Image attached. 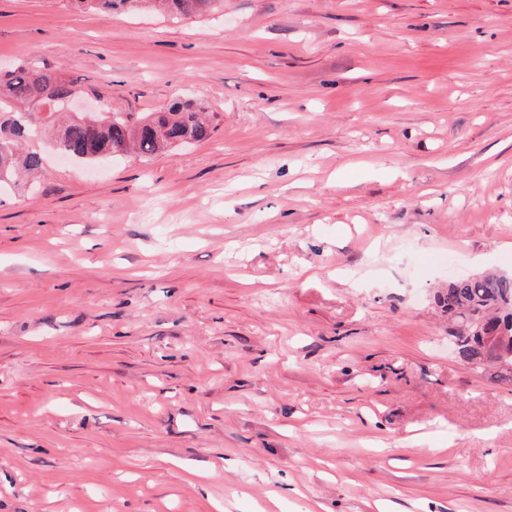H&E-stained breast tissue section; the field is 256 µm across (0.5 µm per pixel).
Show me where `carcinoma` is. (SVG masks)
<instances>
[{
    "instance_id": "cac0c4a2",
    "label": "carcinoma",
    "mask_w": 512,
    "mask_h": 512,
    "mask_svg": "<svg viewBox=\"0 0 512 512\" xmlns=\"http://www.w3.org/2000/svg\"><path fill=\"white\" fill-rule=\"evenodd\" d=\"M78 9L106 16L116 12L159 10L173 17H187L224 6V0H72ZM73 93L72 85L53 71L30 73L16 68L0 76V184L36 174L44 159L26 151L29 123L12 102L30 103L39 95L52 102L55 112L43 128L56 135V145L73 159L92 162L130 150L142 156L210 138L214 113L192 100H180L159 112H148L136 123L124 112H109L88 121L81 112L58 123L59 111ZM435 303L448 316L451 345L456 358L478 371L493 368L496 377L512 382V274L482 273L448 281L438 289Z\"/></svg>"
}]
</instances>
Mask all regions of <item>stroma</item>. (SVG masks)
<instances>
[{"label": "stroma", "instance_id": "1", "mask_svg": "<svg viewBox=\"0 0 512 512\" xmlns=\"http://www.w3.org/2000/svg\"><path fill=\"white\" fill-rule=\"evenodd\" d=\"M17 67L216 128L0 192V512H512L433 303L512 273V0H0ZM76 8L112 15V12L159 10L173 17H187L224 6L223 0H70Z\"/></svg>", "mask_w": 512, "mask_h": 512}]
</instances>
